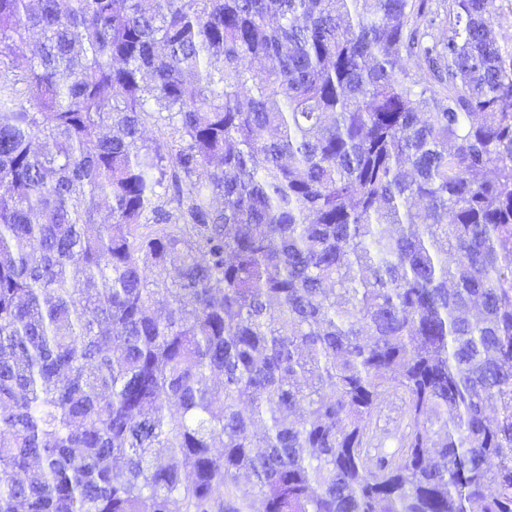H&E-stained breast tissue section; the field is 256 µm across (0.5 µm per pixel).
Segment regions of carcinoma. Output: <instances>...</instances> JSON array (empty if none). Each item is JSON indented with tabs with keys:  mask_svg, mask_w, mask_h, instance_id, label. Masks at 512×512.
<instances>
[{
	"mask_svg": "<svg viewBox=\"0 0 512 512\" xmlns=\"http://www.w3.org/2000/svg\"><path fill=\"white\" fill-rule=\"evenodd\" d=\"M495 20L0 0V512H512Z\"/></svg>",
	"mask_w": 512,
	"mask_h": 512,
	"instance_id": "1",
	"label": "carcinoma"
}]
</instances>
